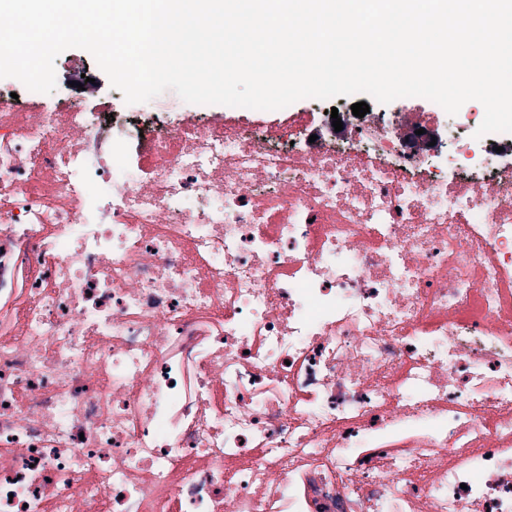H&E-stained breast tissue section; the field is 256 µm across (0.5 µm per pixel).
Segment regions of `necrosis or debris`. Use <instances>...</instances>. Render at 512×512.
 Listing matches in <instances>:
<instances>
[{
  "mask_svg": "<svg viewBox=\"0 0 512 512\" xmlns=\"http://www.w3.org/2000/svg\"><path fill=\"white\" fill-rule=\"evenodd\" d=\"M181 105L0 89V512H512V135Z\"/></svg>",
  "mask_w": 512,
  "mask_h": 512,
  "instance_id": "4bbe7bcc",
  "label": "necrosis or debris"
}]
</instances>
